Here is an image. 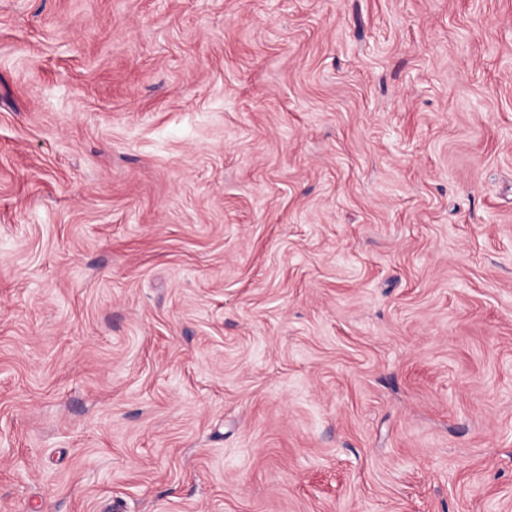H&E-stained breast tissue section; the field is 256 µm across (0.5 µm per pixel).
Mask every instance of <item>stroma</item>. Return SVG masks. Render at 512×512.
<instances>
[{
    "instance_id": "obj_1",
    "label": "stroma",
    "mask_w": 512,
    "mask_h": 512,
    "mask_svg": "<svg viewBox=\"0 0 512 512\" xmlns=\"http://www.w3.org/2000/svg\"><path fill=\"white\" fill-rule=\"evenodd\" d=\"M512 512V0H0V512Z\"/></svg>"
}]
</instances>
